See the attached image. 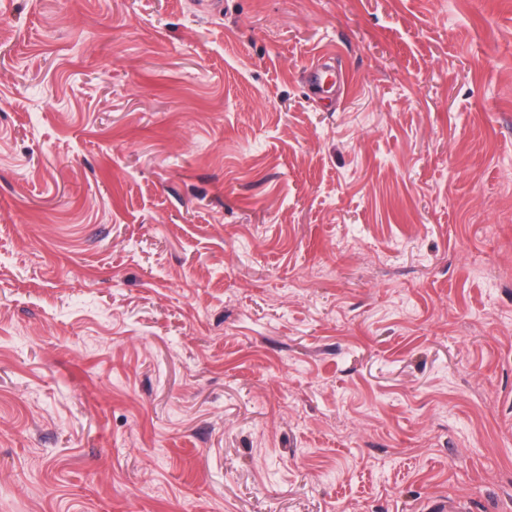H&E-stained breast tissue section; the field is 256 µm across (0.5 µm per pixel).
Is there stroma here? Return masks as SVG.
Here are the masks:
<instances>
[{"instance_id":"35a3bbf8","label":"stroma","mask_w":512,"mask_h":512,"mask_svg":"<svg viewBox=\"0 0 512 512\" xmlns=\"http://www.w3.org/2000/svg\"><path fill=\"white\" fill-rule=\"evenodd\" d=\"M0 24V512H512V0Z\"/></svg>"}]
</instances>
